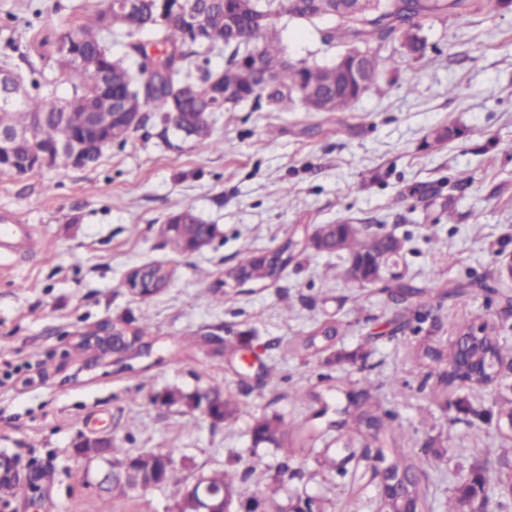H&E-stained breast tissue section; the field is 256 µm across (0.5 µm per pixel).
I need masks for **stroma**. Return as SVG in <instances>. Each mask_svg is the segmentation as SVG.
Masks as SVG:
<instances>
[{"label":"stroma","instance_id":"obj_1","mask_svg":"<svg viewBox=\"0 0 512 512\" xmlns=\"http://www.w3.org/2000/svg\"><path fill=\"white\" fill-rule=\"evenodd\" d=\"M102 5L0 0V60L24 73L37 68L66 93L58 40ZM327 26L282 19L285 58L332 64L340 49L323 43ZM420 34L426 53L408 63L398 41L374 46L386 78L347 112L299 104L272 112L251 102L211 117L218 150L175 134L161 139L149 124L84 168L0 171V218H20L39 241L24 257H0V451L16 459L25 483L0 512H171L172 487L122 498L93 487L97 465L77 452L87 439L134 454L171 452L191 481L259 462L238 488L243 499L273 485L286 459L294 475L280 500L378 512L380 484L352 492L356 463L346 458L369 435L326 427L302 445L253 444L256 418L279 415L299 427L320 405L293 392L336 383L370 389L395 418L399 448L429 458L424 512H448L449 497L481 464L486 491L512 512V493L497 484L512 472V432L498 420L512 379L445 386L444 364L418 357L470 322L512 339V280L499 276L512 259V154L501 149L512 140V7L430 16ZM444 127L453 137L432 145V131ZM187 207L215 234L200 250L176 252L163 226ZM342 219L400 238L396 272L357 284L345 275L347 253L310 248L267 284L227 280L245 256ZM143 264L170 274L147 298L126 286ZM397 272L418 295L398 294ZM456 286L463 294L447 296ZM145 321L146 353L101 361L72 353L84 333L130 332ZM325 323L339 328L328 350L293 351ZM211 386L238 403L221 424L162 402L174 388ZM326 456L334 469L322 466Z\"/></svg>","mask_w":512,"mask_h":512}]
</instances>
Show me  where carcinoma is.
Here are the masks:
<instances>
[{"mask_svg": "<svg viewBox=\"0 0 512 512\" xmlns=\"http://www.w3.org/2000/svg\"><path fill=\"white\" fill-rule=\"evenodd\" d=\"M512 0H375L373 11L367 16H345L336 14L332 0H208L205 4L206 17L195 22L185 18V0H133L132 11L127 16L110 15L111 5L98 11L86 22L64 33L58 46L59 65L70 82L69 97L86 102L94 100L100 84V71H105L112 85V95L118 102L120 112H149L159 136L166 139L174 132L168 124V113L179 110L184 122L192 127L195 140L212 148L219 144L211 140L208 118L214 112H232L257 96L266 100L273 112H286L296 103L308 111H318V104L312 95L318 91L326 95V112H344L385 77L386 69L378 57H373L370 76L364 83L348 79L333 65H320L307 60L290 62L284 58L278 37V22L284 16L291 19L313 21L329 17L335 25L323 33L326 44L338 42L344 46L340 59L347 60L351 53L362 48L371 51L370 44L397 39L401 42L405 57L417 60L424 56L425 39L419 35L421 19L436 14H454L460 9L465 12H496ZM123 38L127 48L124 56L115 58L107 41ZM180 44V61L175 58L154 57L147 54L149 44ZM224 48V69L212 73L202 66L191 69L183 60L208 54L214 48ZM91 56L97 59L99 67H76L79 57ZM260 65L268 72L273 82L267 87L259 86L255 80L245 76L254 65ZM30 84L34 91L24 90L16 104L0 102V126L6 129L25 130L34 120L42 118L36 128L33 146L59 140L63 136L86 134L89 150L94 163L100 157L97 141L103 139L100 133H85L82 108L65 107L66 99L58 98L50 90L53 82L44 78L36 69L30 70ZM341 233L344 247L350 259H373L387 249L383 239L375 235H362L349 224H321L315 235L301 239L292 236L277 251L274 261L264 262L249 255L248 281L262 283L274 278L292 258L296 249L319 248L322 241L330 242L336 233ZM214 228L196 219L185 218L178 223L176 231L168 236V242L176 251H186L191 244ZM338 335V328L321 326L295 344L301 352L322 350L324 341ZM424 356L445 362L448 370L441 375V381L448 385L455 380L466 379L463 368L478 370L480 377L475 381L479 386L490 384V372L484 368L486 352L476 348L468 351L462 344H453L446 350L428 349ZM345 394L346 404L336 403V414L340 429L362 428L371 432L377 443L375 456L388 461L392 475L421 474L428 460L403 455L395 448L393 417L386 413L379 415L377 405L372 401L369 389L358 393L344 392L341 387H328L319 391H302L296 397L302 400L320 402L330 393ZM206 394L214 399V411L222 412L230 419L238 410L237 402L224 396L217 386H211ZM254 445L269 444L281 447L292 429L281 416L262 417L254 421L251 428ZM108 462L118 474L112 484L111 494L116 497L128 494L129 487L125 470H132V477L145 487L171 486L176 493L186 492L190 484L181 476V471L168 452L128 453L116 445L108 448ZM254 466L242 470L214 471L204 476L209 487L227 492L246 481L253 473ZM249 504H259L264 512H281L283 506L262 491L247 499ZM422 512L423 501L420 489L403 493L400 498L385 501V512Z\"/></svg>", "mask_w": 512, "mask_h": 512, "instance_id": "obj_1", "label": "carcinoma"}]
</instances>
